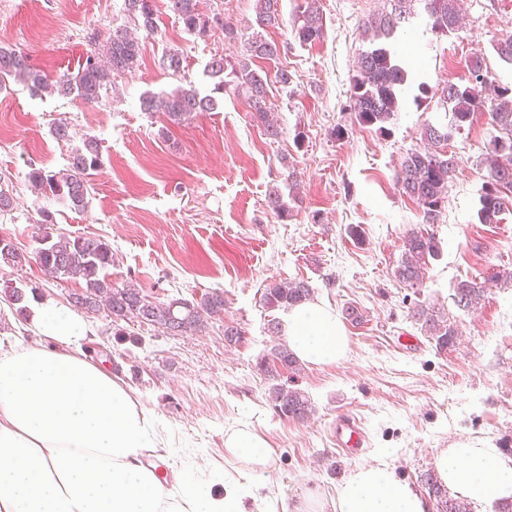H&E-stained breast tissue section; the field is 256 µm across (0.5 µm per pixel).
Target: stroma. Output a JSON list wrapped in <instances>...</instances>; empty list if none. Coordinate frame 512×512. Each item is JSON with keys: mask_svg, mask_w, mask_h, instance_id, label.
Instances as JSON below:
<instances>
[{"mask_svg": "<svg viewBox=\"0 0 512 512\" xmlns=\"http://www.w3.org/2000/svg\"><path fill=\"white\" fill-rule=\"evenodd\" d=\"M299 2L280 0L285 24L266 33L286 53L251 63L294 76L290 87L269 88L267 104L280 125L275 139L248 101L230 93L215 111L178 123L140 107L148 91L192 85L209 93L213 82L204 66L217 53L241 58L255 0H200L203 12L232 21L235 41L218 26L203 37L188 33L168 0H154L157 34L144 37L139 66L113 76L97 103L35 95L15 81L0 89V189L14 199L12 210L0 211V237L29 258L22 270H7V278L67 308L75 283L44 279L33 259L45 210L57 229L111 245L113 284L136 283L159 301L223 291V316L208 319L201 333L171 336L135 321L125 324L129 340L119 345L100 312L85 317L92 337L83 347L156 420L159 446L146 461L159 465L167 486L201 470L242 479L248 465L224 448L233 426L249 424L268 442V477L255 482L244 512H295L310 492L323 512H333L337 485L361 463H388L417 491L441 449L468 442L512 455V288L492 289L473 312L452 300L457 281L482 282L497 269H512V215L492 225L477 218L483 184L477 159L493 131L488 114L475 113L448 144L459 165L437 224L425 225L420 207L394 185L406 152L420 147L424 126L440 118L435 102L415 103L419 84L466 83V60L479 50L492 78L512 85V64L492 49L512 32V0H464L465 24L449 37L433 34L421 15L405 25L396 47L412 79L384 134L360 125L346 105L358 55L370 44L362 24L387 0H320L325 37L308 46L292 36ZM118 27H134L124 0H0V45L28 53L52 79L76 73ZM173 48L183 56L177 75L162 66ZM60 122L68 124L69 139L53 136ZM89 137L100 145L102 164L89 173L86 207L36 194L31 169L64 171ZM285 158L297 172L295 196L287 192ZM273 188L284 193L287 219L266 206ZM352 225L361 226L363 241L349 235ZM426 228L439 253L422 287L412 289L393 270L405 237ZM294 278L308 281L315 301L336 313L355 306L363 314L346 326V361L304 364L298 386L314 406L304 421L275 413L273 380L260 368L278 342L268 325L285 316L264 306L263 290ZM417 304L453 318L459 345L437 353L410 315ZM228 322L243 332L237 343L224 339ZM52 344L31 318L0 299V353ZM343 412L366 436L350 458L331 438Z\"/></svg>", "mask_w": 512, "mask_h": 512, "instance_id": "obj_1", "label": "stroma"}]
</instances>
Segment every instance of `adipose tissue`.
<instances>
[{
	"mask_svg": "<svg viewBox=\"0 0 512 512\" xmlns=\"http://www.w3.org/2000/svg\"><path fill=\"white\" fill-rule=\"evenodd\" d=\"M32 319L64 347L0 355V512H243V484L217 493L215 477L199 475L165 489L140 460L156 445L155 421L110 371L86 360L87 325L54 305L34 310ZM284 331L299 360L331 365L349 355L346 329L323 303L290 309ZM225 447L261 471L271 460L268 443L246 425L227 435ZM434 470L459 498H512V456L497 448L444 449ZM334 509L429 512L430 502L393 467L363 464L338 485Z\"/></svg>",
	"mask_w": 512,
	"mask_h": 512,
	"instance_id": "obj_1",
	"label": "adipose tissue"
}]
</instances>
